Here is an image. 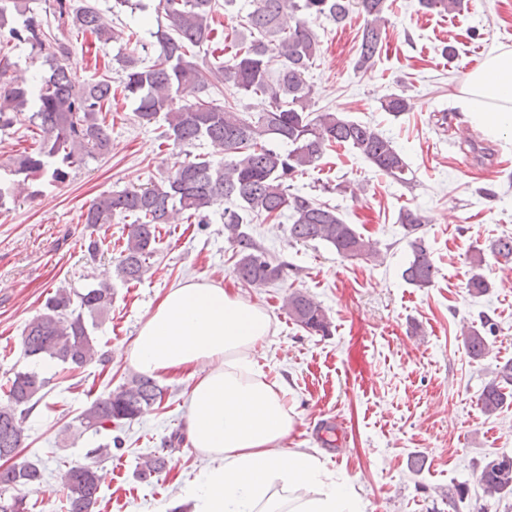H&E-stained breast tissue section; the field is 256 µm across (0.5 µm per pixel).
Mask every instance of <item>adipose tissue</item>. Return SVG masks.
I'll return each mask as SVG.
<instances>
[{
  "label": "adipose tissue",
  "instance_id": "adipose-tissue-1",
  "mask_svg": "<svg viewBox=\"0 0 512 512\" xmlns=\"http://www.w3.org/2000/svg\"><path fill=\"white\" fill-rule=\"evenodd\" d=\"M470 122L512 129V48H492L463 90ZM269 314L224 290L189 280L169 288L127 351L140 373L161 378L204 367L188 398L186 439L206 467L184 490L193 512H365L362 498L314 456L284 441L296 424L283 379L254 357Z\"/></svg>",
  "mask_w": 512,
  "mask_h": 512
}]
</instances>
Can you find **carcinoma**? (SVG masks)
Instances as JSON below:
<instances>
[{"mask_svg": "<svg viewBox=\"0 0 512 512\" xmlns=\"http://www.w3.org/2000/svg\"><path fill=\"white\" fill-rule=\"evenodd\" d=\"M26 0H0V45L26 44L45 56L46 76L30 86L0 84V131L27 121L42 133L38 147L11 158L14 172L24 180L44 173L47 159H55L50 177L55 183L69 179V169L88 158L112 151V136L102 112L112 100V81L102 78L83 83L73 72L69 43L49 39L41 21L24 14ZM366 17L355 68L368 72L382 49L386 0H358ZM427 10L456 13L462 0H420ZM216 0H159L164 19L157 20L156 56L127 57L118 77L124 98L136 104L135 116L142 126L160 120L166 124V141L180 149L209 142L230 160L215 164L209 159H188L161 182L132 186L103 194L83 213L92 228L112 223V217H131L124 249L116 264V276L129 284L147 274L146 260L154 253L157 226L171 224L179 214L199 218L217 203H225L224 229L234 246V274L243 284L261 287L282 281L285 268L243 230L251 217L277 219L288 216V233L297 242L322 241L343 257L371 258L377 250L337 209L291 191L292 181L316 166L326 148L335 144L356 149L379 172L406 183L409 167L391 139L376 128L349 120L338 112L310 111L311 87L306 73L319 51L311 19L325 16L340 24L350 12L351 0H253L246 15L245 32L233 43L234 54L223 65L208 69L197 61L195 49L211 46L218 37L214 14ZM49 11L58 26L90 32L98 42L113 38L112 22L96 6L76 0H50ZM278 64L272 68V64ZM221 83L239 95H262L268 108L256 114L238 105L218 106L202 97L208 87ZM183 104H178V100ZM411 259L402 276L418 288L433 285L437 269L432 253L420 235L423 216L402 211ZM489 250L503 264H512V236L489 243ZM112 284L100 283L79 292L58 288L47 297L42 312L24 328L22 345L29 357L48 358L72 368L105 361L91 337L88 323L112 309ZM288 317L311 334L325 336L332 322L325 310L307 293L294 290L284 299ZM488 322L470 327L464 346L473 359L485 356L489 343ZM50 379L33 371H17L9 380L7 399L0 404V455L23 448L26 419L44 397ZM164 388L141 373L133 374L112 392L96 398L81 414L80 426L98 434L136 420L142 411L159 404ZM512 397V360L496 368L478 402L482 412L494 415ZM107 447L86 452L89 462L74 463L64 474L69 512H92L100 486L93 461ZM42 471L26 459L0 465V512H28L26 499L12 494L21 487L41 483ZM478 482L484 497L512 495V457L488 461Z\"/></svg>", "mask_w": 512, "mask_h": 512, "instance_id": "1", "label": "carcinoma"}]
</instances>
